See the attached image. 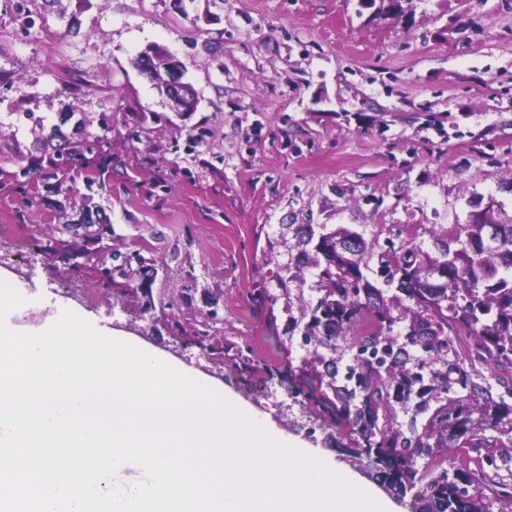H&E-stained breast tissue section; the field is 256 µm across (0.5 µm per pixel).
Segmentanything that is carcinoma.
Returning <instances> with one entry per match:
<instances>
[{"label": "carcinoma", "instance_id": "obj_1", "mask_svg": "<svg viewBox=\"0 0 512 512\" xmlns=\"http://www.w3.org/2000/svg\"><path fill=\"white\" fill-rule=\"evenodd\" d=\"M112 159L98 175L83 178L86 190L112 185ZM54 180L52 193L70 199L75 184L58 175L25 170L16 192L26 199L27 178ZM488 225L470 221L433 233V250L403 245L385 253L359 232L325 224H281L266 237V256L275 263L270 281L251 292L254 308L268 313L273 333H300L316 352L300 371L316 378L321 401L334 407L357 434L356 451L389 482L412 493L421 512H512V486L490 485L470 467L469 450L493 430L512 447V406L474 382L466 363L512 368V221L495 225L498 246L484 249ZM288 241V262L280 239ZM122 277L150 278L157 269L136 252ZM448 265V287L427 288L426 265ZM313 293L305 299L304 290ZM286 316L278 325L275 308ZM464 348L468 362L448 363V336ZM351 352L345 372L336 359L318 352ZM414 367H407L408 363ZM442 367H437V364ZM419 402L409 407L412 398ZM411 414L407 430L398 412ZM462 456L453 474L443 466L445 449ZM419 458L427 459L422 468Z\"/></svg>", "mask_w": 512, "mask_h": 512}]
</instances>
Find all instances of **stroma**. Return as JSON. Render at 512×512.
<instances>
[{"mask_svg": "<svg viewBox=\"0 0 512 512\" xmlns=\"http://www.w3.org/2000/svg\"><path fill=\"white\" fill-rule=\"evenodd\" d=\"M0 0V251L61 240L57 195L33 204L11 174L112 126V187L76 198L103 213L120 252L150 242L155 307L129 284L66 269L67 305L201 373L300 446L377 489L349 462L355 436L299 372L312 346L273 335L250 302L270 276L257 238L281 224L346 226L381 248L464 224L481 198L512 218V0H418L391 19L358 0ZM165 47L197 91L179 118L134 65ZM87 81L83 95L72 87ZM223 348L205 359L203 323ZM248 347L252 372H240Z\"/></svg>", "mask_w": 512, "mask_h": 512, "instance_id": "35a3bbf8", "label": "stroma"}]
</instances>
